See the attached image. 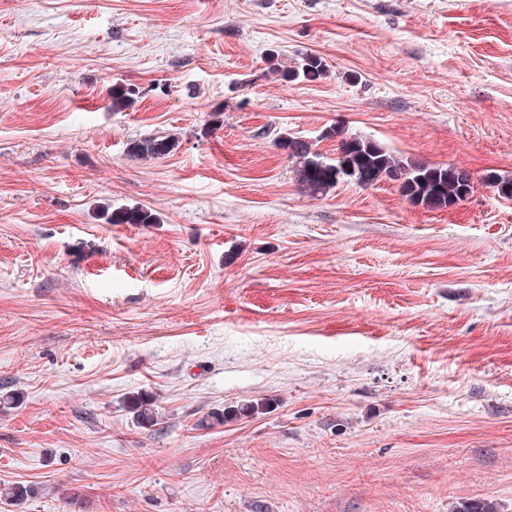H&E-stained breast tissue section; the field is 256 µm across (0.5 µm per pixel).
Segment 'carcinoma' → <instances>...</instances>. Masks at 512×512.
Segmentation results:
<instances>
[{
  "instance_id": "obj_1",
  "label": "carcinoma",
  "mask_w": 512,
  "mask_h": 512,
  "mask_svg": "<svg viewBox=\"0 0 512 512\" xmlns=\"http://www.w3.org/2000/svg\"><path fill=\"white\" fill-rule=\"evenodd\" d=\"M326 72L324 60L313 54L299 57L288 71L290 81L313 82ZM284 141L296 159L299 175L309 193L316 195L350 179L360 185H371L382 179L399 176L402 189L417 204L440 207L454 204L473 192L470 173L457 167L429 166L408 162L381 146L363 139L350 137L340 140L336 159L328 163L305 141L285 136ZM173 141L145 137L130 144L128 152L137 157L154 158L170 149ZM272 405L268 399L248 401L236 406L213 411L198 422L203 429L222 427L229 422L263 414ZM128 410L136 424L150 429L160 424L156 396L149 391H138L128 396ZM35 494V488L22 483L0 484V500L7 505L21 506ZM455 512H497L489 500L465 502Z\"/></svg>"
}]
</instances>
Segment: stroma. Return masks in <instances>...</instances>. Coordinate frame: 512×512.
I'll use <instances>...</instances> for the list:
<instances>
[{"instance_id":"35a3bbf8","label":"stroma","mask_w":512,"mask_h":512,"mask_svg":"<svg viewBox=\"0 0 512 512\" xmlns=\"http://www.w3.org/2000/svg\"><path fill=\"white\" fill-rule=\"evenodd\" d=\"M304 54L326 75L285 80ZM335 129L474 191L310 195L279 135L333 159ZM148 136L174 147L131 157ZM493 173L512 0H0V483L37 488L0 512H512ZM133 208L153 223H114ZM157 402L156 396L149 391H138L128 396V410L139 427L150 429L160 424ZM272 405L269 399L248 401L220 411H213L198 422L203 429L224 427L229 422L263 414Z\"/></svg>"}]
</instances>
